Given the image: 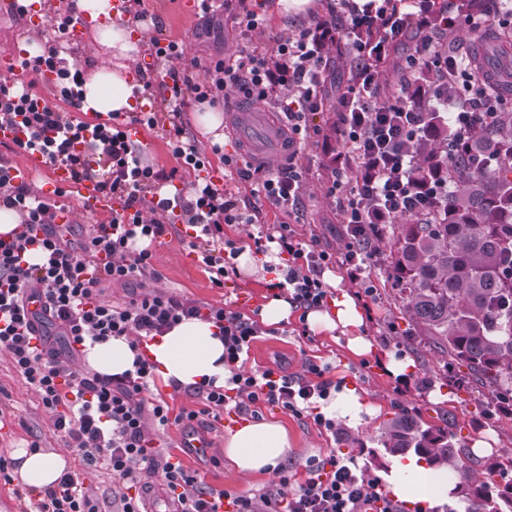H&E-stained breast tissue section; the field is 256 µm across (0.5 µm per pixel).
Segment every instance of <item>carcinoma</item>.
<instances>
[{"mask_svg":"<svg viewBox=\"0 0 512 512\" xmlns=\"http://www.w3.org/2000/svg\"><path fill=\"white\" fill-rule=\"evenodd\" d=\"M476 39L479 71L512 84V38L493 27ZM414 91L427 112L425 138L433 149L423 153L415 178L447 181L448 199L386 226L385 287L414 324V342L442 351L446 369L464 365L462 383L483 389L492 410L500 396L512 395V279L503 273L512 258V108L457 148L450 165V131L430 101L425 76ZM375 441L385 455L448 469L456 478L451 494L465 512H512V454L489 460L480 478L477 461L447 428L405 409L383 422Z\"/></svg>","mask_w":512,"mask_h":512,"instance_id":"1","label":"carcinoma"}]
</instances>
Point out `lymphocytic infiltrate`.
Returning <instances> with one entry per match:
<instances>
[{"mask_svg": "<svg viewBox=\"0 0 512 512\" xmlns=\"http://www.w3.org/2000/svg\"><path fill=\"white\" fill-rule=\"evenodd\" d=\"M344 6L348 20L343 26L322 17L300 24L290 35L242 50L236 59L211 61L204 81L193 80L183 68L184 44L152 38L149 54L161 74L156 97L172 117L166 134L175 165L167 170L146 163L125 130L130 123L155 127L156 113L133 112L91 128L61 111L64 103L80 107L84 76L56 46L23 59L22 81L0 83V127L18 131L0 156V202L20 217L19 231L0 238V353L53 411L54 429L69 448L85 465L111 475L119 512H149L155 479L167 491L173 512H219L224 505L231 512H399L380 479L355 459L332 451L307 461L301 484L292 485L281 464L271 484L250 496L206 486L197 472L165 458L160 432L169 423L190 428L205 416L220 420L228 410L254 417L271 406L335 431V420L319 407L336 383L331 366L313 358L304 360L299 374L246 370L250 349L263 332L257 319L227 305L198 304L155 290L163 275L150 249L136 246L144 239L159 241L170 231L169 220L180 217L190 231V253L208 268L212 284L223 287L237 277L236 259L243 250L239 240L225 234V226L261 221L260 209L240 193L246 187L284 217L259 231L253 247L262 252L275 242L287 254L277 287L287 290L296 309L326 305L331 290L324 273L331 268L364 285L365 297L375 295L368 281L374 261L384 253L382 226L448 196L447 183L421 184L414 177L426 113L412 86L422 70H429L434 101L448 115L453 143L470 141L480 125L495 119L504 100L487 77L473 75L463 58L449 54L444 38L461 21L473 31L492 18L500 27L512 26V0H499L490 15L472 10L470 0H450L444 10L433 0H383L374 10L357 8L354 0H345ZM340 32L351 42L354 68L335 100L339 149L327 196L349 239L333 251L323 247L318 233L304 237L297 231L311 165L295 146L321 134L310 116L327 102L324 88ZM391 66L399 74V89L383 98L382 76ZM47 70L56 75L51 102L41 92ZM229 89L282 112L290 151L284 159L258 166L224 155L226 183L221 186L209 177L211 160L188 137L179 117L187 98L213 102ZM14 154L38 155L48 167L66 166L77 181L97 180L102 193L122 200V211L81 240L64 237L53 223L55 204L11 177ZM182 170L192 172L193 180L178 193L163 194ZM32 250L43 253V262L29 263ZM116 282L132 289L120 304L103 298L106 285ZM33 302L40 310H30ZM186 319L205 320L218 329L230 375L221 386H196L199 409L176 411L164 398L150 395L155 365L144 349ZM54 329L62 345L51 341ZM122 336L130 338L136 353L131 370L103 375L74 365L75 353L86 342ZM37 512H98V506L66 471L42 491Z\"/></svg>", "mask_w": 512, "mask_h": 512, "instance_id": "lymphocytic-infiltrate-1", "label": "lymphocytic infiltrate"}]
</instances>
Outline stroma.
Returning <instances> with one entry per match:
<instances>
[{
	"mask_svg": "<svg viewBox=\"0 0 512 512\" xmlns=\"http://www.w3.org/2000/svg\"><path fill=\"white\" fill-rule=\"evenodd\" d=\"M46 2L44 12L48 20L38 30L29 27L22 17L12 12H0V52L17 46L27 48L30 54H40L46 40L55 35L56 12L61 7L59 0ZM266 2L232 0L219 29L208 35L201 26L200 17L180 14L175 0H147L145 7L148 15L143 21L145 35L186 44L189 58L199 62L192 73L201 80L205 77L203 61L216 57L231 58L245 49L248 42H268L296 25V18L271 16L267 19L264 32L244 39L236 20L241 6L259 10ZM221 111L224 116V154H234L254 163L263 155L274 157L275 149L268 142L259 141L254 147H245L240 136L241 110L238 101L222 105ZM296 149L300 156L312 158L315 162L304 186V220L312 225L330 248H338L346 241L345 226L340 223L335 206L326 196L328 159L323 147L311 140L297 143ZM150 249L154 265L164 274L159 283L160 289L214 305L235 303V292L240 289L248 294L252 307H259L263 302L267 288L261 277L241 276L217 288L212 285L210 274L203 265L185 263L183 255L187 247L182 243L179 232H172L151 244ZM359 332L373 342V352L361 356L351 354L342 335H302L301 325L295 317L290 318L287 325L279 327L276 333L260 335L251 347L247 369L279 367L295 373L301 370L304 359L313 355L331 365L333 377L344 379L346 385L354 386L357 393L377 408L371 422L355 431L357 444L353 447L341 443L331 433L319 432L312 424L279 409L263 408L260 413L262 420L280 423L288 431L292 446L287 463L297 478H304V465L308 457L326 453L332 448L356 457L371 473L386 478L395 459L375 456L373 438L380 423L402 407L417 413L429 424L447 426L462 444H470L475 438L490 432L496 439L493 454L512 451V417H486L481 390L457 384L458 377L465 375V368L442 373L437 355L412 343L409 321L400 310L389 307L386 302H379L371 317L364 319ZM391 354L407 356L413 363L412 371L390 376L384 364ZM197 431L208 439L209 455L195 456L185 452L182 446L184 428L180 425L170 426L163 435L165 455L171 461L198 472L206 485L218 489L251 495L271 482L272 477L268 474L240 476L225 459L224 440L228 435L225 422L206 420L198 425ZM34 442L39 443L44 452H58L65 448V442L54 432L51 417L38 394L13 371L8 358L0 354V455L12 457L15 449L28 447Z\"/></svg>",
	"mask_w": 512,
	"mask_h": 512,
	"instance_id": "stroma-1",
	"label": "stroma"
}]
</instances>
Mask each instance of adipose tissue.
<instances>
[{"label":"adipose tissue","instance_id":"ef3b65f1","mask_svg":"<svg viewBox=\"0 0 512 512\" xmlns=\"http://www.w3.org/2000/svg\"><path fill=\"white\" fill-rule=\"evenodd\" d=\"M75 14L88 15L100 26L97 35L107 47L112 61L100 64L85 80L82 111L109 114L128 112L135 106V84L130 76L132 61L139 41L130 37L128 26L112 22V0H68ZM309 328L319 332H340L346 337L347 349L355 355L372 351V342L359 335L362 311L354 296L337 288L327 307L310 311ZM147 354L155 365V373L165 386L188 387L204 381L223 385L229 375L224 367V342L215 334L212 323L193 319L180 322L147 345ZM87 364L102 374H120L130 369L134 354L127 338L86 346ZM291 441L286 429L278 423L251 421L228 433L224 454L242 475L269 473L288 456ZM22 484L34 491L54 484L67 467L60 453L31 452L20 448L15 452ZM389 487L394 496L412 497L418 491L429 492L436 501L446 500L452 487L447 470L427 471L413 463H398L391 469Z\"/></svg>","mask_w":512,"mask_h":512}]
</instances>
